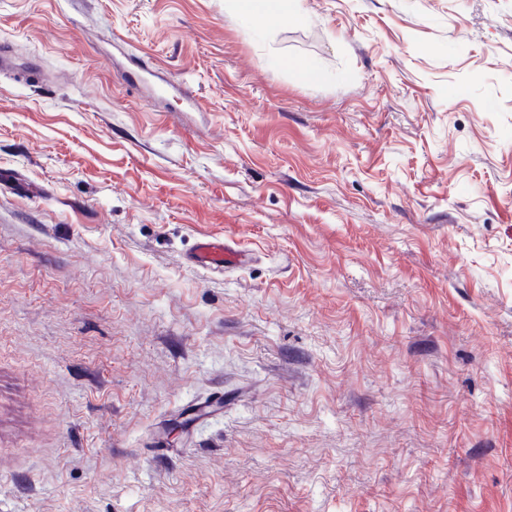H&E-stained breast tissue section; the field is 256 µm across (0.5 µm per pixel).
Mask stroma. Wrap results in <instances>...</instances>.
Returning <instances> with one entry per match:
<instances>
[{
	"mask_svg": "<svg viewBox=\"0 0 512 512\" xmlns=\"http://www.w3.org/2000/svg\"><path fill=\"white\" fill-rule=\"evenodd\" d=\"M0 43V512H512V0H0ZM235 11L263 31L288 23L299 12V0H231ZM279 65L298 71L301 77L310 84H318L323 79V73L320 68L311 62H305L297 59H279ZM250 259L249 253L232 247L224 238H210L198 242L190 256L191 264L209 271L243 267Z\"/></svg>",
	"mask_w": 512,
	"mask_h": 512,
	"instance_id": "stroma-1",
	"label": "stroma"
}]
</instances>
